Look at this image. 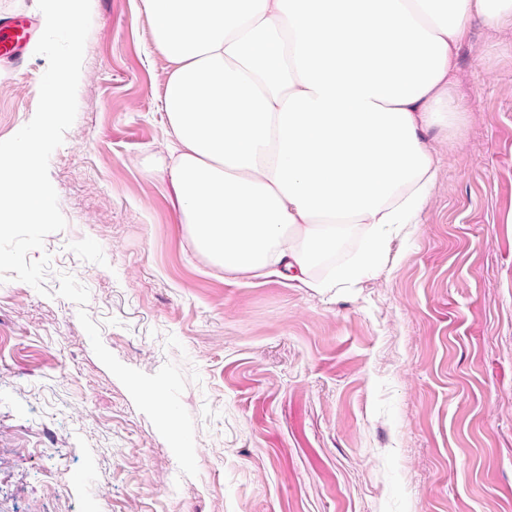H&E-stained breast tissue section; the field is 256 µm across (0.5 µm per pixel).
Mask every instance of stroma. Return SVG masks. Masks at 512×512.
<instances>
[{
    "label": "stroma",
    "instance_id": "35a3bbf8",
    "mask_svg": "<svg viewBox=\"0 0 512 512\" xmlns=\"http://www.w3.org/2000/svg\"><path fill=\"white\" fill-rule=\"evenodd\" d=\"M153 28L91 0L47 292L0 283V512H512V21L468 27L417 223L320 292L195 249ZM35 49L0 63V141Z\"/></svg>",
    "mask_w": 512,
    "mask_h": 512
}]
</instances>
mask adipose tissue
<instances>
[{
  "instance_id": "obj_1",
  "label": "adipose tissue",
  "mask_w": 512,
  "mask_h": 512,
  "mask_svg": "<svg viewBox=\"0 0 512 512\" xmlns=\"http://www.w3.org/2000/svg\"><path fill=\"white\" fill-rule=\"evenodd\" d=\"M171 71L170 178L225 273L320 290L360 279L436 179L456 50L512 0H143ZM361 244L330 276L353 230Z\"/></svg>"
}]
</instances>
